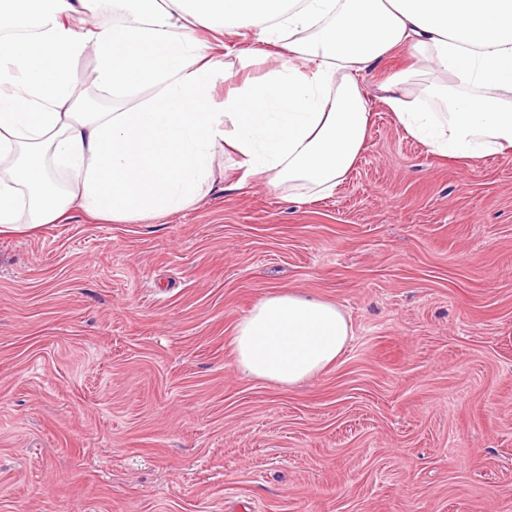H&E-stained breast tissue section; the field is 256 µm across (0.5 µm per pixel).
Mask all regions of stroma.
<instances>
[{"label": "stroma", "instance_id": "obj_1", "mask_svg": "<svg viewBox=\"0 0 512 512\" xmlns=\"http://www.w3.org/2000/svg\"><path fill=\"white\" fill-rule=\"evenodd\" d=\"M371 126L336 191L215 182L156 222L0 235V512H512V153ZM352 337L289 388L241 373L264 296Z\"/></svg>", "mask_w": 512, "mask_h": 512}]
</instances>
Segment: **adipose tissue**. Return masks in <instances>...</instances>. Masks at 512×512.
Returning <instances> with one entry per match:
<instances>
[{"label":"adipose tissue","instance_id":"adipose-tissue-1","mask_svg":"<svg viewBox=\"0 0 512 512\" xmlns=\"http://www.w3.org/2000/svg\"><path fill=\"white\" fill-rule=\"evenodd\" d=\"M104 10L112 25H92ZM243 29L274 65L214 105L219 50ZM89 48L113 100L98 112L76 109L72 68ZM402 48L411 64L378 92L411 137L468 163L512 151V0H0V234L75 206L118 224L192 208L221 145L237 186L332 194L369 128L358 75ZM350 335L336 304L281 293L232 345L243 373L291 387L333 366Z\"/></svg>","mask_w":512,"mask_h":512}]
</instances>
